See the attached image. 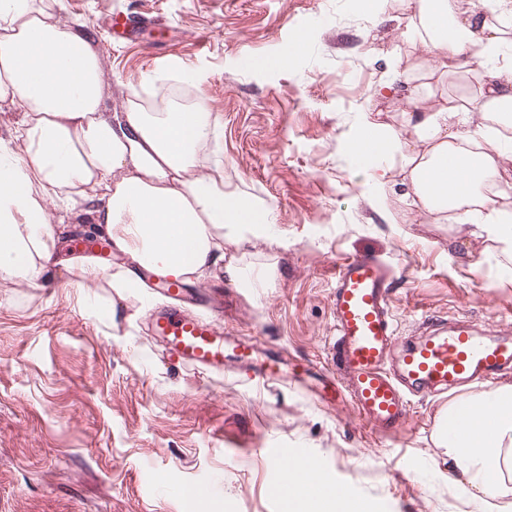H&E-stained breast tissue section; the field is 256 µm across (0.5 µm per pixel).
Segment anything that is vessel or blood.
Returning a JSON list of instances; mask_svg holds the SVG:
<instances>
[{
    "label": "vessel or blood",
    "instance_id": "obj_1",
    "mask_svg": "<svg viewBox=\"0 0 512 512\" xmlns=\"http://www.w3.org/2000/svg\"><path fill=\"white\" fill-rule=\"evenodd\" d=\"M393 279L391 265L377 256L357 254L339 264L330 294L332 369L310 373L321 402L347 399L371 432L389 436L405 427L414 399L490 382L512 370V324L480 329L431 317L418 336L400 342L390 310ZM150 322L166 355L184 367L207 372L232 361L266 384L281 372L272 352L257 353L252 342L204 315L176 305L152 310ZM318 469L303 449L280 453L276 495L290 498L304 475Z\"/></svg>",
    "mask_w": 512,
    "mask_h": 512
}]
</instances>
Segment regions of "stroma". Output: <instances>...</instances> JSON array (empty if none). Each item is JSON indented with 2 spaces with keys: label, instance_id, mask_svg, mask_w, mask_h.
<instances>
[{
  "label": "stroma",
  "instance_id": "1",
  "mask_svg": "<svg viewBox=\"0 0 512 512\" xmlns=\"http://www.w3.org/2000/svg\"><path fill=\"white\" fill-rule=\"evenodd\" d=\"M135 8L151 22L136 43H116L108 16ZM414 10V0L376 14L357 0H61L57 12L94 34L106 108L148 77L194 76L192 95L221 117L227 173L273 208L269 237L227 253L276 269L261 288L227 278L201 287L222 300L225 327L321 368L336 266L356 253L394 267L401 337L432 316L512 323V282L501 278L512 257L462 225L427 223L399 187L376 201L349 150L367 107L395 126L406 110L398 92L368 102L390 53L406 68L432 58L409 29ZM452 237L471 262L449 254ZM113 295L107 282L85 294L62 278L0 288V512H336L340 482L364 512H460L434 428L468 388L415 401L410 430L379 436L295 375L259 386L233 369L182 367L147 326L158 297L125 291L114 322ZM270 448H302L322 464L320 502L274 496ZM201 481L214 492L186 498Z\"/></svg>",
  "mask_w": 512,
  "mask_h": 512
}]
</instances>
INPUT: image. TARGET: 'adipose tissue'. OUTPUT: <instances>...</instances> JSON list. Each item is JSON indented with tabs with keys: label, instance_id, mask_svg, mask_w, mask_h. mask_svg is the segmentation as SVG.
<instances>
[{
	"label": "adipose tissue",
	"instance_id": "obj_1",
	"mask_svg": "<svg viewBox=\"0 0 512 512\" xmlns=\"http://www.w3.org/2000/svg\"><path fill=\"white\" fill-rule=\"evenodd\" d=\"M59 0H0V106L18 108L0 138V287H40L61 267L87 288L108 280L137 287V269L204 281L229 275L262 284L228 262L225 242L265 236L271 208L245 198L224 171L220 117L203 100L153 107L130 94L104 109V71L91 40L55 17ZM512 0H416L414 29L434 58L406 83L405 133L365 121L352 150L374 174L377 195L398 177L402 203L433 224L467 227L469 238L512 255V152L496 132L512 127ZM476 87L465 104L449 98V75ZM480 124H473V114ZM85 215L135 262L116 271L93 257L59 259L57 214ZM468 419L436 429L448 477L464 512H512V385L449 403Z\"/></svg>",
	"mask_w": 512,
	"mask_h": 512
}]
</instances>
